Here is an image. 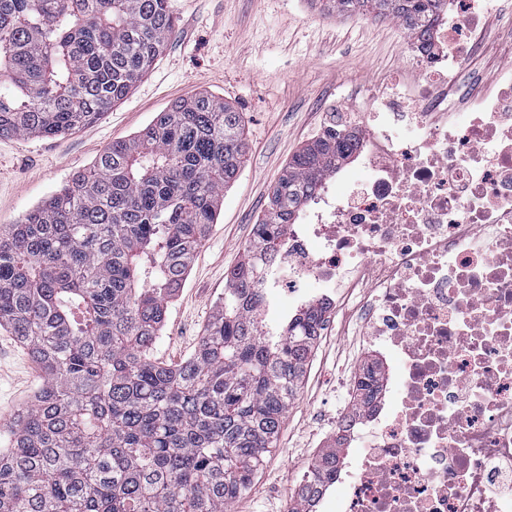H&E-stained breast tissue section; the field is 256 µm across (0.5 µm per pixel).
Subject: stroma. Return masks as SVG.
<instances>
[{
    "instance_id": "35a3bbf8",
    "label": "stroma",
    "mask_w": 512,
    "mask_h": 512,
    "mask_svg": "<svg viewBox=\"0 0 512 512\" xmlns=\"http://www.w3.org/2000/svg\"><path fill=\"white\" fill-rule=\"evenodd\" d=\"M477 2L490 36L461 62V91L448 94L458 122L467 118L470 97L493 88L498 74L512 67V0ZM170 6L175 25L163 55L101 120L61 137L0 138V226L17 223L106 147L175 102L205 91L224 98L242 114L248 151L156 340L154 356L176 364L195 350L267 208L271 184L294 153L330 117L366 109L367 96L383 89L405 97L416 77L406 35L389 19L326 15L310 0H170ZM367 294L354 289L331 313L276 447L229 512L295 506L298 485L347 404L346 385L360 354L358 303ZM39 384L27 350L0 330V427L13 423Z\"/></svg>"
}]
</instances>
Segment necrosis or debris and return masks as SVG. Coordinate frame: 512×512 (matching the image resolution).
I'll return each instance as SVG.
<instances>
[{"mask_svg":"<svg viewBox=\"0 0 512 512\" xmlns=\"http://www.w3.org/2000/svg\"><path fill=\"white\" fill-rule=\"evenodd\" d=\"M458 0L433 43H409L419 88L387 102L378 128L347 121L366 176L329 179L277 257L286 296L309 281L336 308L337 288L371 284L362 359L379 354L381 391L347 405L346 443L374 440L354 470L316 499L326 512H512V71L449 125L444 104L460 56L486 32ZM417 110V136L396 148L393 115ZM484 243L463 249L462 239Z\"/></svg>","mask_w":512,"mask_h":512,"instance_id":"4bbe7bcc","label":"necrosis or debris"}]
</instances>
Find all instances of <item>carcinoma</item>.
<instances>
[{
    "label": "carcinoma",
    "mask_w": 512,
    "mask_h": 512,
    "mask_svg": "<svg viewBox=\"0 0 512 512\" xmlns=\"http://www.w3.org/2000/svg\"><path fill=\"white\" fill-rule=\"evenodd\" d=\"M452 0H321L338 15L398 22L422 46ZM169 0H0V137H57L125 99L163 53ZM334 122L271 185L193 355L152 356L167 305L239 177L241 113L209 93L173 104L133 137L0 227V327L41 374L0 437V512H225L247 491L299 389L327 308L262 318L273 259L323 180L352 162ZM376 364L356 401L380 391ZM324 449L293 512L336 476Z\"/></svg>",
    "instance_id": "cac0c4a2"
}]
</instances>
